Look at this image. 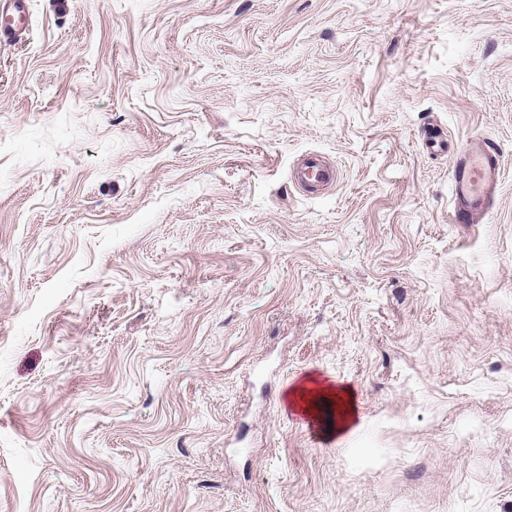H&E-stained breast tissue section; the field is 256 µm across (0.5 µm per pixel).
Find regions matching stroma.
Instances as JSON below:
<instances>
[{
    "label": "stroma",
    "mask_w": 512,
    "mask_h": 512,
    "mask_svg": "<svg viewBox=\"0 0 512 512\" xmlns=\"http://www.w3.org/2000/svg\"><path fill=\"white\" fill-rule=\"evenodd\" d=\"M68 2L0 48V512H512V0ZM421 146L429 155L444 156L448 154V137L443 131L429 124L423 131ZM504 164V155L481 132L458 146L450 171L449 223L480 224L494 211ZM337 179L336 167L315 152L309 153L291 171V180L311 198L316 197L321 188L332 185ZM289 396L291 404L301 408L328 403L330 409L336 411V432L346 429L354 420L349 393L326 380L307 377L290 390Z\"/></svg>",
    "instance_id": "obj_1"
}]
</instances>
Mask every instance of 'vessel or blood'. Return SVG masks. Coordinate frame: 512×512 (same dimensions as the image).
Wrapping results in <instances>:
<instances>
[{
	"label": "vessel or blood",
	"instance_id": "obj_1",
	"mask_svg": "<svg viewBox=\"0 0 512 512\" xmlns=\"http://www.w3.org/2000/svg\"><path fill=\"white\" fill-rule=\"evenodd\" d=\"M30 34L29 0H0V46L23 42ZM423 150L430 155L453 154L450 171L448 221L452 224L482 223L494 210L501 188L505 157L479 132L472 133L449 152L448 137L435 126L423 131ZM292 181L309 197L338 179L336 167L312 152L291 171Z\"/></svg>",
	"mask_w": 512,
	"mask_h": 512
}]
</instances>
